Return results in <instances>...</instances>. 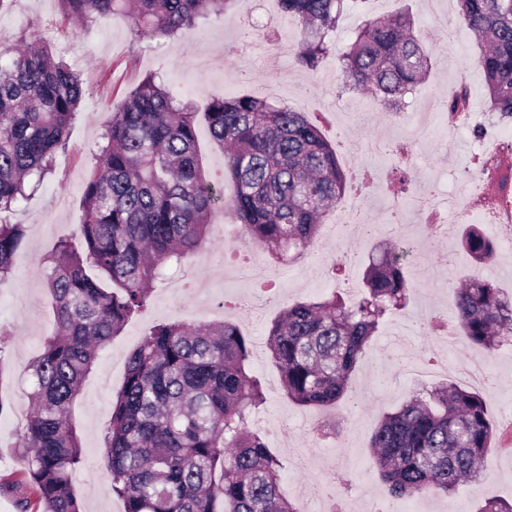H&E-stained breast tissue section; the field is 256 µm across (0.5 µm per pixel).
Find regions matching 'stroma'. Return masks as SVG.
I'll list each match as a JSON object with an SVG mask.
<instances>
[{
  "label": "stroma",
  "instance_id": "35a3bbf8",
  "mask_svg": "<svg viewBox=\"0 0 512 512\" xmlns=\"http://www.w3.org/2000/svg\"><path fill=\"white\" fill-rule=\"evenodd\" d=\"M405 6L412 12L432 66L425 81L406 96L404 108L392 111L382 108L371 94L344 89L337 56L366 16L387 17ZM457 11L456 0H368L365 13H350L339 20L327 38V54L313 70L296 59L301 37L297 22L275 13L271 27L278 39L268 41L256 22L255 0H230L223 15L186 35L161 40L134 38L129 19L121 14L103 23L64 27L58 0H14L9 10L0 13L1 64L9 63L19 40L41 38L50 41L54 52L88 82L71 126L69 147L58 154L54 174L10 217L11 222L27 225L28 233L13 277L0 284V325L13 338L0 367V396L13 403L11 414L0 417V477L24 476L18 418L26 413L30 389L26 367L55 332L40 259L59 239L76 235L92 153L112 108L141 76L155 72L176 100L192 102L200 112L211 96L247 93L271 96L273 103L316 119L348 181L359 183L370 169L380 172V179L363 193L345 196L358 205L362 219L376 225L378 235L372 240L317 239L302 258L278 267L275 288L265 296L263 306L253 310L243 302L253 295L255 282L227 269L224 253L240 246L260 263L267 261V253L244 237L228 213H215L201 252L184 266L167 270L147 305L100 352L72 403L71 421L83 444L81 471L99 477L91 485L74 483L82 512L124 510L110 491L102 433L123 383L128 355L153 325L169 320L211 325L230 321L249 336L250 368L266 396L251 428L280 459L281 490L298 502L302 512H330L335 504L345 512H362L372 497L392 512H475L485 498L512 499V346L486 358L462 341L442 357L443 372L423 378L408 370L409 365L423 364L427 346L435 338L425 311L453 319L455 291L463 277L492 280L505 294H512V252L505 253L501 262L476 265L458 245L461 224L448 225L446 233L436 235L407 210L411 197L425 188L453 197L457 178L472 170L485 152L497 154L499 165L477 184L467 222L500 239L503 228L493 221L499 209L496 199L512 197V120L489 111L477 62L479 48L471 31L458 22ZM458 95L464 96L473 124L487 128L484 141H476L469 131L457 136L449 132L448 105ZM430 104L437 111L431 135L415 145L414 165L400 166L393 148L401 143L403 123ZM372 139L388 142L390 153L366 154ZM395 220L404 225V236L423 264L448 262L446 282H414L409 305L380 326L353 378L351 394L336 408H306L291 402L266 346L271 323L298 300L333 293L358 297L368 259L392 241ZM479 358L484 361V376L471 387L486 396L494 424L480 480L447 496L391 499L371 464L369 443L379 420L425 388L458 382V368Z\"/></svg>",
  "mask_w": 512,
  "mask_h": 512
}]
</instances>
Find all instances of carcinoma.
<instances>
[{"mask_svg": "<svg viewBox=\"0 0 512 512\" xmlns=\"http://www.w3.org/2000/svg\"><path fill=\"white\" fill-rule=\"evenodd\" d=\"M66 20L104 22L124 13L139 39L192 29L231 0H59ZM366 0H278L302 26L297 60L314 69L325 31ZM460 21L479 47L489 110L512 118V0H457ZM344 86L388 108L404 103L431 60L404 10L369 18L339 54ZM86 93L80 71L39 43L0 66V214L27 200L55 172ZM213 140L227 149L224 184L209 180L196 150V112L175 100L158 75L130 89L102 133L82 199L81 246L59 240L42 258L56 332L29 365L30 412L20 447L25 476L0 482L19 512H80L72 490L83 461L70 405L98 351L145 305L165 268L198 253L209 218L224 207L270 260L297 258L319 237L322 219L345 197L335 152L302 112L249 95L214 97L206 112ZM27 226L0 219V284L7 281ZM472 260L501 257L474 224L460 238ZM404 243L370 258L362 296L298 301L275 319L267 347L288 399L331 407L383 319L408 305ZM456 321L472 347L492 356L512 344V297L473 276L456 289ZM250 339L233 323L167 321L129 354L123 385L103 432L112 494L124 512H298L280 492L281 464L249 420L263 405L248 372ZM494 435L484 396L452 382L383 415L370 440L373 465L394 498L452 494L479 468ZM477 512H512L487 498Z\"/></svg>", "mask_w": 512, "mask_h": 512, "instance_id": "obj_1", "label": "carcinoma"}]
</instances>
